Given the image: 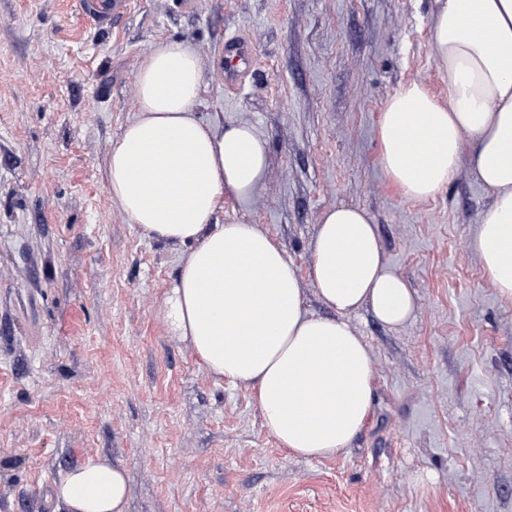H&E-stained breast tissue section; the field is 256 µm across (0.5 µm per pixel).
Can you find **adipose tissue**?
Segmentation results:
<instances>
[{
    "label": "adipose tissue",
    "mask_w": 512,
    "mask_h": 512,
    "mask_svg": "<svg viewBox=\"0 0 512 512\" xmlns=\"http://www.w3.org/2000/svg\"><path fill=\"white\" fill-rule=\"evenodd\" d=\"M432 38L448 99L402 85L377 124L378 164L407 199L436 197L460 166L492 196L471 242L486 279L512 300V0H435ZM203 67L189 42L153 43L137 71V116L108 156V191L128 223L189 253L167 298L166 324L205 368L252 385L263 425L288 454L330 459L367 422L374 364L351 323L362 307L388 327L408 322L415 294L390 267L370 213L325 209L309 278L333 317L310 314L284 249L252 224H219L225 197L264 182L269 143L249 124L215 127L195 106ZM129 475L103 455L66 472L54 496L69 512H127Z\"/></svg>",
    "instance_id": "1"
}]
</instances>
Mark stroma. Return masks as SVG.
<instances>
[{"mask_svg": "<svg viewBox=\"0 0 512 512\" xmlns=\"http://www.w3.org/2000/svg\"><path fill=\"white\" fill-rule=\"evenodd\" d=\"M432 0H133L110 30L77 0H0V512H67L52 489L85 457L128 471V512H512V301L470 248L491 203L468 167L428 200L378 163L376 123L412 80L448 82ZM203 62L198 116L269 142L264 184L225 198L220 224L284 248L304 305L322 212L369 211L385 260L418 297L389 328L351 321L376 370L372 413L336 458L305 460L263 426L252 389L210 374L167 332L187 253L127 223L111 200L112 141L137 111L151 45ZM255 56L234 91L218 58Z\"/></svg>", "mask_w": 512, "mask_h": 512, "instance_id": "1", "label": "stroma"}]
</instances>
